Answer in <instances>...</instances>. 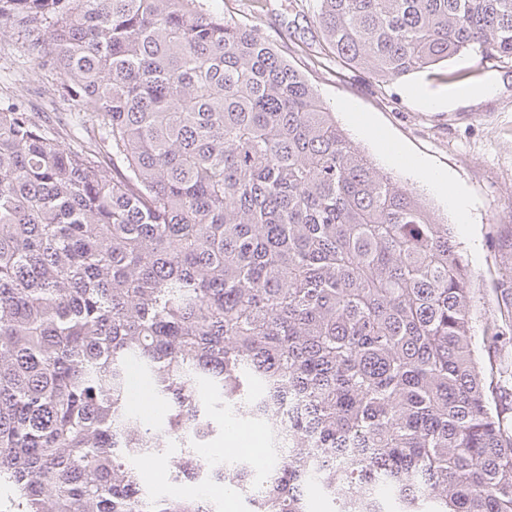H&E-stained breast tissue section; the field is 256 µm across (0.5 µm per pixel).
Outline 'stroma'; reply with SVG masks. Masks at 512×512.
<instances>
[{
	"label": "stroma",
	"mask_w": 512,
	"mask_h": 512,
	"mask_svg": "<svg viewBox=\"0 0 512 512\" xmlns=\"http://www.w3.org/2000/svg\"><path fill=\"white\" fill-rule=\"evenodd\" d=\"M316 6V0L211 2L225 21L258 30L308 80L374 163L401 176L452 225L473 272L475 326L483 328L499 309L512 305V63L493 67L467 53L403 80L381 83L329 52ZM22 42L15 34L0 38V101L19 103L39 113L51 130H60L70 107L45 93L59 76L34 71ZM457 90L464 91V98L441 111H428L423 104L424 97ZM362 115L371 120L377 137L363 131ZM385 141L451 173L469 201L466 219H459L447 198L396 153L384 151Z\"/></svg>",
	"instance_id": "1"
}]
</instances>
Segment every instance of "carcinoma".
<instances>
[{
    "label": "carcinoma",
    "mask_w": 512,
    "mask_h": 512,
    "mask_svg": "<svg viewBox=\"0 0 512 512\" xmlns=\"http://www.w3.org/2000/svg\"><path fill=\"white\" fill-rule=\"evenodd\" d=\"M332 52L393 82L512 61V0H317ZM73 145L0 107V486L14 512H512L451 225L377 167L254 29L208 0H0ZM267 430L265 461L200 448Z\"/></svg>",
    "instance_id": "carcinoma-1"
}]
</instances>
